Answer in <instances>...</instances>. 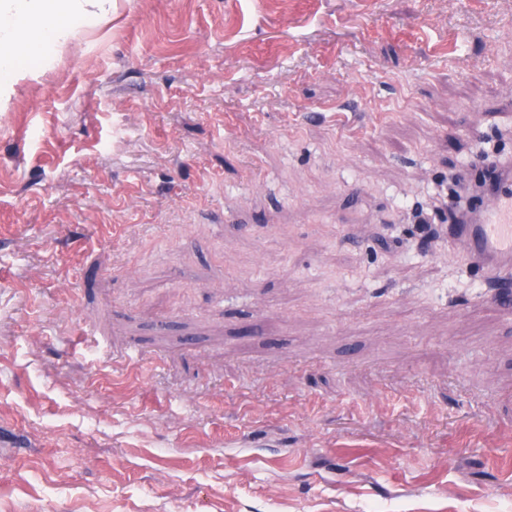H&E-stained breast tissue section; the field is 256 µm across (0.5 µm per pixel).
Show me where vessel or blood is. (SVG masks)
<instances>
[{"label": "vessel or blood", "mask_w": 512, "mask_h": 512, "mask_svg": "<svg viewBox=\"0 0 512 512\" xmlns=\"http://www.w3.org/2000/svg\"><path fill=\"white\" fill-rule=\"evenodd\" d=\"M496 169L499 187L453 233L468 258L488 269H512V162L497 163Z\"/></svg>", "instance_id": "b4317fda"}]
</instances>
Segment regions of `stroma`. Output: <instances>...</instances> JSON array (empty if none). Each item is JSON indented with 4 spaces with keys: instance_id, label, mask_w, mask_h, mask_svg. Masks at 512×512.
Wrapping results in <instances>:
<instances>
[{
    "instance_id": "35a3bbf8",
    "label": "stroma",
    "mask_w": 512,
    "mask_h": 512,
    "mask_svg": "<svg viewBox=\"0 0 512 512\" xmlns=\"http://www.w3.org/2000/svg\"><path fill=\"white\" fill-rule=\"evenodd\" d=\"M509 157L512 0H113L0 112V512H512ZM494 167L502 173L499 187L462 224H457L458 217L474 206L469 199L462 203L458 192L451 194L455 202L451 225L468 258L478 260L486 269H512V163L507 160Z\"/></svg>"
}]
</instances>
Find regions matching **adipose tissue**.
I'll return each instance as SVG.
<instances>
[{"mask_svg": "<svg viewBox=\"0 0 512 512\" xmlns=\"http://www.w3.org/2000/svg\"><path fill=\"white\" fill-rule=\"evenodd\" d=\"M111 13L112 0H0V110L17 83L38 77L79 31Z\"/></svg>", "mask_w": 512, "mask_h": 512, "instance_id": "1", "label": "adipose tissue"}]
</instances>
